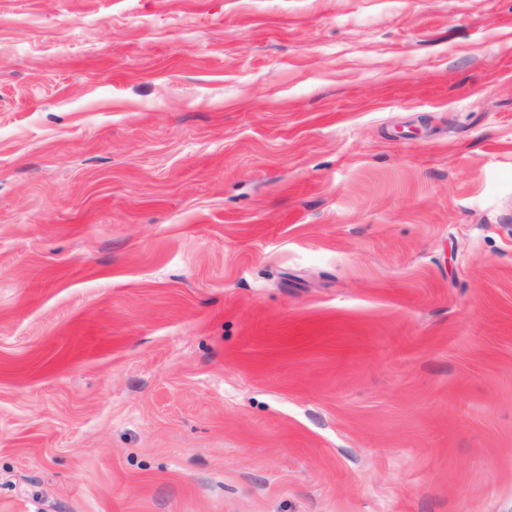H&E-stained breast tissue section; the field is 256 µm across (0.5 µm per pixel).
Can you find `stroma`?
I'll return each instance as SVG.
<instances>
[{"mask_svg": "<svg viewBox=\"0 0 512 512\" xmlns=\"http://www.w3.org/2000/svg\"><path fill=\"white\" fill-rule=\"evenodd\" d=\"M0 512H512V0H0Z\"/></svg>", "mask_w": 512, "mask_h": 512, "instance_id": "stroma-1", "label": "stroma"}]
</instances>
